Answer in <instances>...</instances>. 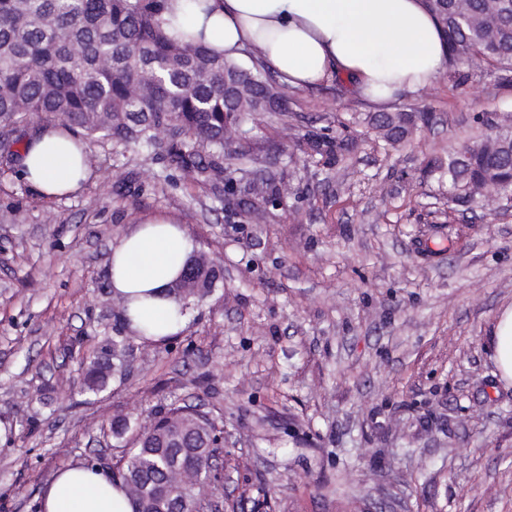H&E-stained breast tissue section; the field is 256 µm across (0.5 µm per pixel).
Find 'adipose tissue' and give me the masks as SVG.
I'll return each mask as SVG.
<instances>
[{"label":"adipose tissue","mask_w":512,"mask_h":512,"mask_svg":"<svg viewBox=\"0 0 512 512\" xmlns=\"http://www.w3.org/2000/svg\"><path fill=\"white\" fill-rule=\"evenodd\" d=\"M166 31L239 57L261 51L281 80L305 88L339 76L362 99L384 105L418 92L448 70L445 33L425 0H167ZM73 131L39 128L25 143L19 175L40 196L77 193L90 171ZM196 243L181 225L157 217L112 247L109 285L129 299L122 313L131 336L160 343L185 318L174 284ZM490 346L500 381L512 384V306L499 314ZM43 512H135L118 483L82 464L59 469L41 494Z\"/></svg>","instance_id":"1"}]
</instances>
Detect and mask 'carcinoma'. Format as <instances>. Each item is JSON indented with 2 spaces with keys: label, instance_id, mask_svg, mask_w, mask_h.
I'll return each instance as SVG.
<instances>
[{
  "label": "carcinoma",
  "instance_id": "cac0c4a2",
  "mask_svg": "<svg viewBox=\"0 0 512 512\" xmlns=\"http://www.w3.org/2000/svg\"><path fill=\"white\" fill-rule=\"evenodd\" d=\"M166 0H0V118L24 125L33 115L117 144L130 141L167 157L186 183H216L230 177L224 161L247 156L225 137L224 123L245 115L257 119L285 109V86L267 74L260 51L246 68L201 43L170 38L163 27ZM450 61L479 57L512 66V6L492 11L490 0H448L438 15ZM412 112L379 114L372 123L385 142L411 134ZM494 134L429 161L427 172L448 175V201L474 199L488 184L512 194V124L503 119ZM186 312L201 297L193 283H175ZM125 339L89 362L85 384L94 391L117 367ZM194 435L214 424L187 406L170 408L153 430L124 448L112 469L136 504V512H170L177 498L188 508L210 494L208 457L196 448L167 447L168 433ZM181 453L169 478L170 457Z\"/></svg>",
  "mask_w": 512,
  "mask_h": 512
}]
</instances>
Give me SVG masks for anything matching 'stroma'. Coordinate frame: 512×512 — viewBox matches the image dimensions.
Listing matches in <instances>:
<instances>
[{
	"label": "stroma",
	"mask_w": 512,
	"mask_h": 512,
	"mask_svg": "<svg viewBox=\"0 0 512 512\" xmlns=\"http://www.w3.org/2000/svg\"><path fill=\"white\" fill-rule=\"evenodd\" d=\"M392 104L425 112L400 144L345 81L288 92L245 121L241 185H284L264 216L184 184L135 145L91 142L75 195L0 171V512H40L63 465L111 473L155 413L196 405L222 428L216 512H512V385L489 340L512 305V199L449 202L426 165L512 117V71L461 59ZM347 142L313 152L307 137ZM164 214L224 277L164 344L131 340L106 388L86 360L125 335L113 244ZM124 417L122 437L112 423Z\"/></svg>",
	"instance_id": "obj_1"
}]
</instances>
